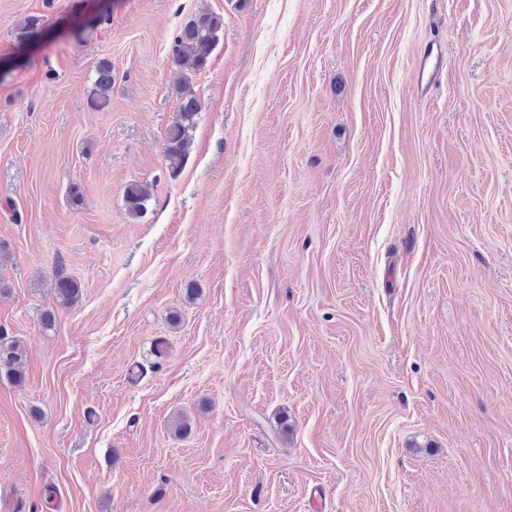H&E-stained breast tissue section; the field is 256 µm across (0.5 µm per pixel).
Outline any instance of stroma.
<instances>
[{
    "mask_svg": "<svg viewBox=\"0 0 512 512\" xmlns=\"http://www.w3.org/2000/svg\"><path fill=\"white\" fill-rule=\"evenodd\" d=\"M0 67V512H512V0H0ZM223 25V18L214 12L196 13L174 38L172 63L192 72L204 70ZM92 102L94 105H102L112 91V65L102 61L96 69V78L93 85ZM199 102L187 90L181 94L176 117L168 128L165 140V157L171 170L180 167L190 150V131L196 124L199 113ZM124 197L128 215L131 218H140L147 213V205L151 200V192L148 186L132 182L124 190ZM52 290L56 304L62 308L75 306L82 294L78 281L65 275L63 269L57 271ZM25 348L19 340L2 341L0 338V376L2 374L19 385L25 378Z\"/></svg>",
    "mask_w": 512,
    "mask_h": 512,
    "instance_id": "35a3bbf8",
    "label": "stroma"
}]
</instances>
